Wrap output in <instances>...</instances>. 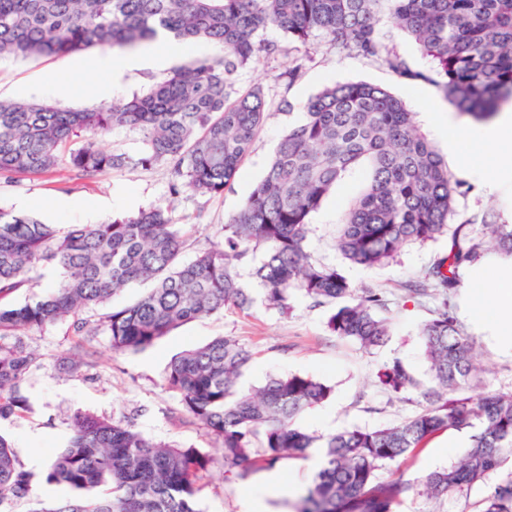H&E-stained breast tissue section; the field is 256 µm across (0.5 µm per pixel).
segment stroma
<instances>
[{"mask_svg": "<svg viewBox=\"0 0 512 512\" xmlns=\"http://www.w3.org/2000/svg\"><path fill=\"white\" fill-rule=\"evenodd\" d=\"M378 30L384 51L403 57L416 71V79L399 78L382 62L354 52H336L323 41L316 49L308 50L288 35L270 33L278 52L258 55L236 77L238 86L262 87L267 109L249 155L231 189L223 195H171L172 176L162 165L117 168L92 178L58 168L12 181L0 179V209L28 214L65 229L74 224H102L113 216L159 205L167 209L184 235V260H192L198 252L223 242L226 222L263 176L281 133L300 118V111L288 109V102L307 100L334 83L364 81L388 88L415 112L422 131L436 147L445 149L439 131L426 122L427 112L444 103L431 81L433 61L390 20H382ZM222 53L221 46L200 41L181 47L163 63L126 72L117 83L98 68L103 56L99 49L28 59L5 57L0 58V97L74 109L107 106L146 90L177 67ZM448 168L464 183L456 200L455 223L481 218L492 210L498 223L512 224V192L487 193L471 167L457 158H449ZM362 182L361 173L353 172L311 215L308 246L317 261L336 267L352 283L383 292L392 330L384 347L367 354L356 343L337 338L328 328L330 306L314 305L303 296L293 299L292 309L286 314L266 306L259 298L244 310L225 309L181 326L136 354L113 351L102 325L105 309H89L83 316L95 326L94 335L75 336L66 320L23 337L37 357L22 385L29 408L23 417L0 419V433L11 440L21 466L42 474L64 446L74 412L86 411L108 419L131 420L148 438L206 454L209 463L200 480L199 512H243V494L247 491L264 501L265 512H294L299 491L305 490L317 472L310 458L284 460L274 468L258 469L251 480H239L225 466L215 437L203 426L181 418L180 399L165 386L169 363L176 354L218 336L234 337L252 351V360L240 379L244 388L261 386L271 376L294 373L331 386L328 400L301 415L299 424L307 431L326 436L354 427L375 428L419 411L416 397L397 398L386 391L378 381V372L386 361L397 357L420 379H428L420 327L431 318L439 302L407 298L401 286L446 253L448 240L441 237L405 247L386 265L370 269L351 266L336 248V234L340 213ZM450 305L460 324L480 342V363L488 388L512 392V349L497 345L469 318L462 293H455ZM77 356L83 365L76 370L72 363ZM467 444L460 432H440L422 448L379 470L378 477H399L415 484L427 473L454 464ZM274 473L296 487V494L276 496L269 486ZM490 488L486 481L435 500L415 486L399 512H479Z\"/></svg>", "mask_w": 512, "mask_h": 512, "instance_id": "1", "label": "stroma"}]
</instances>
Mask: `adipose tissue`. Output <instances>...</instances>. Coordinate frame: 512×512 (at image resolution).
I'll use <instances>...</instances> for the list:
<instances>
[{"label": "adipose tissue", "instance_id": "1", "mask_svg": "<svg viewBox=\"0 0 512 512\" xmlns=\"http://www.w3.org/2000/svg\"><path fill=\"white\" fill-rule=\"evenodd\" d=\"M178 48V42L163 32L152 46L150 57L124 52L101 58L99 67L117 80L146 63L163 62ZM427 121L441 132L448 155L465 157L489 181L504 184L512 178V107L480 126L463 124L452 112L442 109L429 111ZM464 290L475 322L512 348V263L485 261L466 279Z\"/></svg>", "mask_w": 512, "mask_h": 512}]
</instances>
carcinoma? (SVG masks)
Returning <instances> with one entry per match:
<instances>
[{
  "label": "carcinoma",
  "instance_id": "1",
  "mask_svg": "<svg viewBox=\"0 0 512 512\" xmlns=\"http://www.w3.org/2000/svg\"><path fill=\"white\" fill-rule=\"evenodd\" d=\"M430 57L433 83L457 111L483 122L512 101V0H0V58L66 55L93 48L146 47L159 32L185 44L221 45L219 58L194 61L150 90L109 106L72 110L37 100H0V178L41 174L64 165L84 177L124 166L166 165L171 194L221 195L231 187L265 119L259 86L242 90L238 71L277 44L282 32L304 46L315 32L337 50L382 56V15ZM384 57V56H382ZM384 62L397 76L423 77L397 55ZM302 117L280 137L261 180L224 225V242L182 259L181 230L162 207L141 208L104 224L64 231L0 209V419L28 410L22 385L34 357L19 331L72 320L105 306L132 283H148L135 302L106 314L116 352L137 353L184 323L254 302L237 266L261 253L253 277L264 302L281 312L300 294L334 303L329 329L367 352L389 339L382 293L356 286L313 258L309 219L351 171L363 188L345 206L336 247L359 268L381 266L404 247L449 235L448 252L405 284L414 295H443L421 327L432 384L399 358L384 364L381 382L394 394L415 393L422 409L390 425L328 436L302 429L298 418L332 389L301 374L271 376L257 389L238 381L251 352L230 336L172 359L165 378L184 414L221 443L225 463L248 478L260 463L274 466L321 449L323 466L300 497L298 512H398L415 485L431 498L461 492L512 462V393L482 380L480 344L448 306L461 272L489 253L512 258V225L484 214L453 223L462 182L448 170L414 113L387 89L366 82L324 86L299 104ZM117 127L140 131L136 158L112 153L99 139ZM76 143L78 147L70 148ZM50 269L49 292L22 304L2 300L34 285ZM12 337L14 342L3 343ZM467 431L469 445L447 468L417 482L381 481L377 472L443 430ZM208 458L145 437L125 420L90 413L72 417L71 434L48 464L45 480L64 485V499L33 512H198V473ZM35 475L20 465L0 435V503L31 495ZM481 512H512V472L491 487Z\"/></svg>",
  "mask_w": 512,
  "mask_h": 512
}]
</instances>
